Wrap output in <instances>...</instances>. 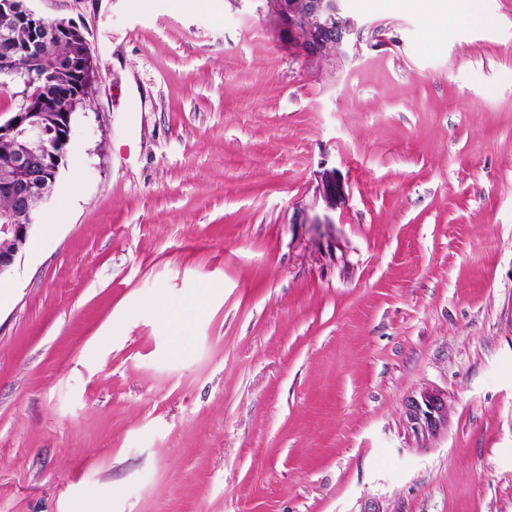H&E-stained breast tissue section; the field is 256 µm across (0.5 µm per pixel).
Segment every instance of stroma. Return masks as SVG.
<instances>
[{
    "label": "stroma",
    "instance_id": "35a3bbf8",
    "mask_svg": "<svg viewBox=\"0 0 512 512\" xmlns=\"http://www.w3.org/2000/svg\"><path fill=\"white\" fill-rule=\"evenodd\" d=\"M110 2L23 0L99 78L0 278V512H512V0L438 48L344 0L342 65ZM406 418L410 427L418 434H433L447 422V401L441 393L426 392L412 398L406 404Z\"/></svg>",
    "mask_w": 512,
    "mask_h": 512
}]
</instances>
